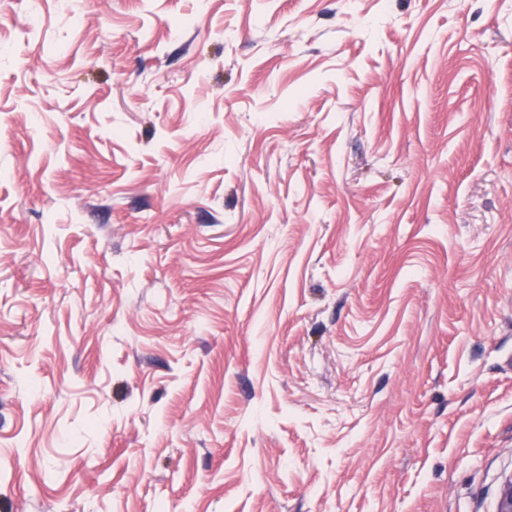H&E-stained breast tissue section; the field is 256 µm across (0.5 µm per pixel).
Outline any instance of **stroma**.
Here are the masks:
<instances>
[{
  "label": "stroma",
  "instance_id": "1",
  "mask_svg": "<svg viewBox=\"0 0 512 512\" xmlns=\"http://www.w3.org/2000/svg\"><path fill=\"white\" fill-rule=\"evenodd\" d=\"M0 512H496L512 0H0Z\"/></svg>",
  "mask_w": 512,
  "mask_h": 512
}]
</instances>
